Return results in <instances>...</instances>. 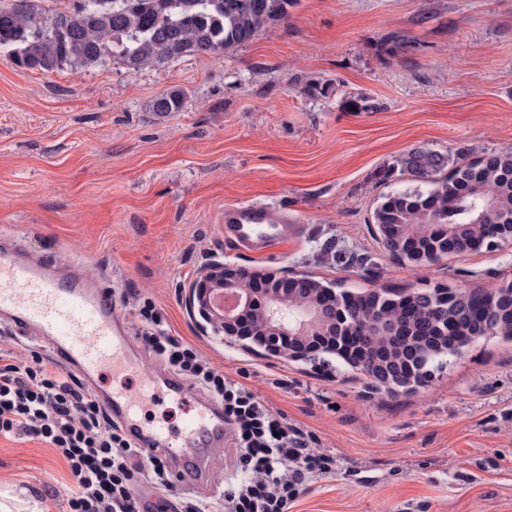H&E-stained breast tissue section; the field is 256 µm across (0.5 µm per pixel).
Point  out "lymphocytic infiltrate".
<instances>
[{"label": "lymphocytic infiltrate", "instance_id": "1", "mask_svg": "<svg viewBox=\"0 0 512 512\" xmlns=\"http://www.w3.org/2000/svg\"><path fill=\"white\" fill-rule=\"evenodd\" d=\"M142 339L169 368L202 385L224 407L232 445L231 466L241 481L224 491V512H288L310 475H329L336 457L311 447L310 437L289 425L242 383L224 375L199 350L162 330L163 316L144 301ZM0 435L34 436L65 463L75 481L68 512H139L137 476L169 487L159 453L136 447L113 424L95 394L72 374L49 370L43 359L0 356Z\"/></svg>", "mask_w": 512, "mask_h": 512}]
</instances>
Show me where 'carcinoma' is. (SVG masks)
Returning a JSON list of instances; mask_svg holds the SVG:
<instances>
[{"mask_svg": "<svg viewBox=\"0 0 512 512\" xmlns=\"http://www.w3.org/2000/svg\"><path fill=\"white\" fill-rule=\"evenodd\" d=\"M288 0H77L72 11L44 16L22 0L0 8V47H11L28 69L53 71L64 65L106 67L118 62L140 70L187 56L220 55L249 44L270 20L286 13ZM182 94L171 90L150 105L158 115L177 112ZM420 185L387 194L373 210L385 249L400 262L423 267L443 253H479L512 226V151L468 163L436 151L416 150L404 161ZM491 203L496 219L482 218L473 194ZM424 224H450L452 232ZM295 297L313 303L334 289L307 276L294 284ZM346 321L336 335L349 337L336 351L356 368L369 358L393 371V382L425 375L435 361L465 347L473 336H512V280L485 289L455 290L444 300L433 290L404 295L402 289L336 292ZM387 313L397 337L373 346L353 328L351 317Z\"/></svg>", "mask_w": 512, "mask_h": 512, "instance_id": "carcinoma-1", "label": "carcinoma"}]
</instances>
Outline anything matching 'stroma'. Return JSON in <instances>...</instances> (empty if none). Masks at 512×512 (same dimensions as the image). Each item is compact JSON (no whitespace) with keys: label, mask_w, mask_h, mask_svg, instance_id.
I'll return each instance as SVG.
<instances>
[{"label":"stroma","mask_w":512,"mask_h":512,"mask_svg":"<svg viewBox=\"0 0 512 512\" xmlns=\"http://www.w3.org/2000/svg\"><path fill=\"white\" fill-rule=\"evenodd\" d=\"M183 93L180 111L149 108ZM417 148L462 162L512 151V0H289L247 46L137 71L18 66L0 47V235L78 260L110 290L132 345L150 298L169 333L334 454L289 512H512V338L484 336L427 382L372 390L362 371L269 357L190 314L213 261L372 288H489L512 280V246L394 260L369 225L409 184ZM261 202L298 227L259 255L224 236V208ZM231 447L212 479L158 492L140 512L203 500L221 512ZM73 484L54 450L0 436L13 512H63Z\"/></svg>","instance_id":"stroma-1"}]
</instances>
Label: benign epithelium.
I'll return each instance as SVG.
<instances>
[{
  "instance_id": "1",
  "label": "benign epithelium",
  "mask_w": 512,
  "mask_h": 512,
  "mask_svg": "<svg viewBox=\"0 0 512 512\" xmlns=\"http://www.w3.org/2000/svg\"><path fill=\"white\" fill-rule=\"evenodd\" d=\"M256 274L244 267L213 262L189 288L188 304L226 343H252L276 357L305 360L298 343L315 339L326 324L320 307L306 302L288 303L292 282L302 274L284 270L264 273L265 287L250 288ZM263 312L266 329L252 335L248 319Z\"/></svg>"
}]
</instances>
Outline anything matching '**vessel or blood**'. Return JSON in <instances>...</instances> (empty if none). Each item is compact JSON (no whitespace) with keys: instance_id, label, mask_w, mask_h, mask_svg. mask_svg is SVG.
Wrapping results in <instances>:
<instances>
[{"instance_id":"1","label":"vessel or blood","mask_w":512,"mask_h":512,"mask_svg":"<svg viewBox=\"0 0 512 512\" xmlns=\"http://www.w3.org/2000/svg\"><path fill=\"white\" fill-rule=\"evenodd\" d=\"M224 230L238 246L258 254L288 238L287 220L275 219L263 203L226 206ZM0 323L22 338L45 341L60 367L89 390H97L101 371L111 368L121 383L102 403L122 427L137 429L138 409L157 396L188 403L192 413L179 434H170L162 425L144 432L161 442L169 459L180 458L188 448L210 447L221 423L218 403L200 399L190 382H164L157 369L144 368L117 319L111 292L100 288L79 265L67 268L44 257L1 250ZM132 374L137 385H124L123 377Z\"/></svg>"}]
</instances>
